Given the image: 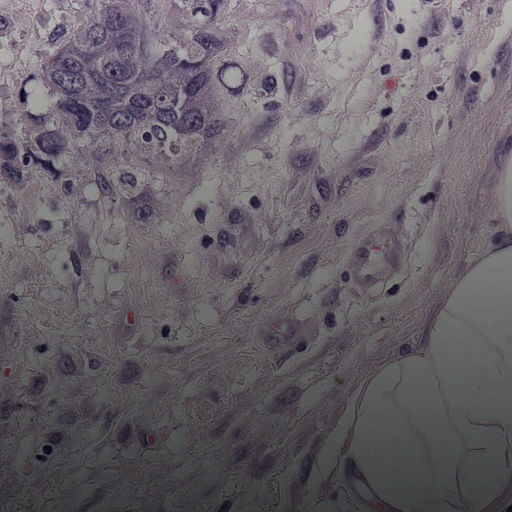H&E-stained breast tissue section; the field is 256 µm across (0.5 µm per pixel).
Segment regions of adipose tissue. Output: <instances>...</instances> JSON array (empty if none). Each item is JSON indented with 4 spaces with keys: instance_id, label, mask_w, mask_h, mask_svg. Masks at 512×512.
I'll return each mask as SVG.
<instances>
[{
    "instance_id": "obj_1",
    "label": "adipose tissue",
    "mask_w": 512,
    "mask_h": 512,
    "mask_svg": "<svg viewBox=\"0 0 512 512\" xmlns=\"http://www.w3.org/2000/svg\"><path fill=\"white\" fill-rule=\"evenodd\" d=\"M497 238L454 283L425 340L365 378L322 457L385 512H491L512 487V146Z\"/></svg>"
}]
</instances>
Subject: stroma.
<instances>
[{
  "instance_id": "stroma-1",
  "label": "stroma",
  "mask_w": 512,
  "mask_h": 512,
  "mask_svg": "<svg viewBox=\"0 0 512 512\" xmlns=\"http://www.w3.org/2000/svg\"><path fill=\"white\" fill-rule=\"evenodd\" d=\"M96 0H0V136ZM224 138L190 164L84 136L0 182V504L366 512L320 470L358 384L494 242L512 0H224ZM139 166L156 218L98 189ZM373 238L401 267L369 288ZM385 259L391 264H395L397 261V257L387 256L379 251L369 239L359 242L350 256V265L357 281L362 284H370Z\"/></svg>"
}]
</instances>
